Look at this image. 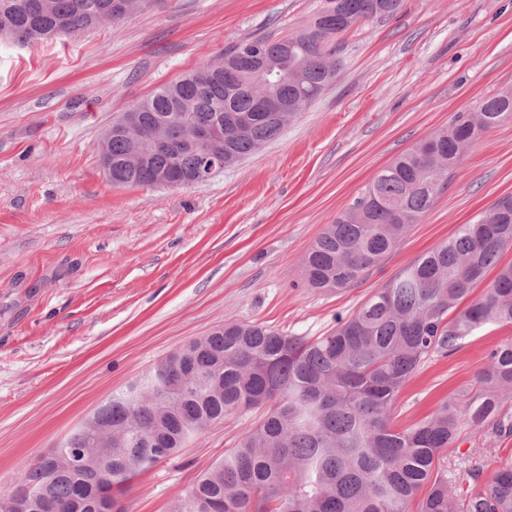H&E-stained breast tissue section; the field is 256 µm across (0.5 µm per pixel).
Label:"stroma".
<instances>
[{"instance_id": "1", "label": "stroma", "mask_w": 512, "mask_h": 512, "mask_svg": "<svg viewBox=\"0 0 512 512\" xmlns=\"http://www.w3.org/2000/svg\"><path fill=\"white\" fill-rule=\"evenodd\" d=\"M319 0H159L122 22L28 46L0 43V495L21 463L65 438L112 393L224 322L315 337L459 225L512 195V121L485 132L448 187L365 278L303 284L302 260L366 184L456 112L512 90V0H401L337 41L340 67L271 142L208 181L112 185L105 129L155 88L220 51L307 23ZM512 330L488 326L424 363L396 429L469 384ZM255 414H232L136 475L128 512H173ZM491 479L512 436L464 427L450 464Z\"/></svg>"}]
</instances>
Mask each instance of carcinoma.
I'll list each match as a JSON object with an SVG mask.
<instances>
[{
  "mask_svg": "<svg viewBox=\"0 0 512 512\" xmlns=\"http://www.w3.org/2000/svg\"><path fill=\"white\" fill-rule=\"evenodd\" d=\"M0 0V38L21 45L120 22L154 0ZM401 0H321L312 19L279 37L255 36L156 88L131 108L99 154L108 180L151 186L165 173L195 179L202 157L242 160L275 139L335 77L336 40L351 23L391 16ZM275 100L280 112H270ZM214 127L209 143L190 140L180 116ZM512 120V91L456 112L401 155L325 226L303 260L304 285L326 291L357 284L378 266L448 186L481 135ZM161 129L170 148L153 151ZM512 195L497 200L453 237L409 264L331 332L309 340L257 323L229 321L157 361L143 386L115 392L102 405L108 447L83 421L22 472L0 504L24 512H127L120 496L131 480L234 413L262 409L224 459L203 472L174 512H512V460L490 481L475 462L462 486L447 459L462 427L512 434V336L486 356L473 383L426 419L403 430L390 416L401 390L433 357H448L486 326L512 328ZM497 270L492 280L487 275ZM483 286L476 297L471 293Z\"/></svg>",
  "mask_w": 512,
  "mask_h": 512,
  "instance_id": "obj_1",
  "label": "carcinoma"
}]
</instances>
